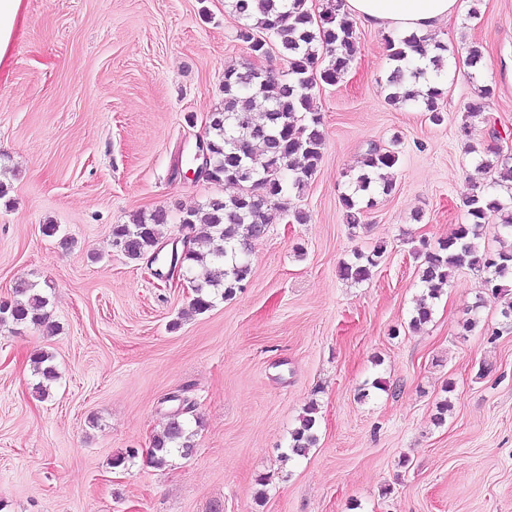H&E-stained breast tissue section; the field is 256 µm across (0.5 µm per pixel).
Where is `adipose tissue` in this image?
Returning a JSON list of instances; mask_svg holds the SVG:
<instances>
[{
  "mask_svg": "<svg viewBox=\"0 0 512 512\" xmlns=\"http://www.w3.org/2000/svg\"><path fill=\"white\" fill-rule=\"evenodd\" d=\"M463 0H345L347 13L364 25L426 36L458 15Z\"/></svg>",
  "mask_w": 512,
  "mask_h": 512,
  "instance_id": "1",
  "label": "adipose tissue"
}]
</instances>
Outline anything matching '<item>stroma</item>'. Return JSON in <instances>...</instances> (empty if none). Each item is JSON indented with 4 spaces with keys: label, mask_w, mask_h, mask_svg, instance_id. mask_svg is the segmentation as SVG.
Masks as SVG:
<instances>
[{
    "label": "stroma",
    "mask_w": 512,
    "mask_h": 512,
    "mask_svg": "<svg viewBox=\"0 0 512 512\" xmlns=\"http://www.w3.org/2000/svg\"><path fill=\"white\" fill-rule=\"evenodd\" d=\"M24 6L0 71V300L17 279L36 284L57 330L0 327V512H512V318L465 267L431 322L410 326L417 250L465 223L464 196L498 177L468 145L499 131L512 157V0H465L434 33L448 47L438 123L388 102L386 32L356 24L348 72L314 90L323 159L288 194L307 222L251 240L248 278L201 315L189 285L127 259L111 230L165 210L168 250L186 212L225 195L189 176L187 158L225 69L246 57L240 19L228 0ZM484 86L492 96L468 117ZM374 145L399 151L395 188L352 230L341 197ZM377 245L368 281L341 279V262ZM37 350L58 371L44 400ZM176 395L194 406L195 448L157 468L148 452ZM312 403L318 441L286 459ZM129 448L133 462L113 467Z\"/></svg>",
    "instance_id": "1"
}]
</instances>
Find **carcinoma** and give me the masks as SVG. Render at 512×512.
<instances>
[{
    "label": "carcinoma",
    "instance_id": "cac0c4a2",
    "mask_svg": "<svg viewBox=\"0 0 512 512\" xmlns=\"http://www.w3.org/2000/svg\"><path fill=\"white\" fill-rule=\"evenodd\" d=\"M345 0H329L319 15L312 14L307 0H232L231 7L243 20L238 37L252 44L253 52L262 54L276 44L288 63L284 74L268 69L260 74L250 69L248 61L224 70V103L212 114L208 126L212 167L210 180L239 186L236 195L209 200L202 208L191 210L181 223L191 225L192 244L182 258V269L190 273L195 266L209 268V276L192 283L194 297L191 312L209 311L218 296L226 297L247 279L250 268L242 258L248 241L262 235L267 226L290 212L286 194L305 186L316 173L322 160L325 136L322 118L315 105L316 73L319 57L327 64L319 69L318 80L329 85L341 81L356 53V32L344 12ZM392 69L387 76L392 92L388 101L420 102L430 113V120H441L438 100L439 86L426 91L417 88L426 71L413 67L406 49L429 57V63L440 68L442 53L447 46L424 36H387ZM492 133V143L472 147L483 155L487 167L499 158L498 140ZM398 162V152L374 146L363 156L361 169L354 178V189L341 197L345 220L355 229L361 223L364 207L372 206L370 197L376 193L390 194L394 189L391 169ZM511 195L503 197L491 191H475L463 201L467 223L459 224L438 246L424 253L420 265L422 294L415 300L410 326L428 323L434 300L453 273L463 267L486 274L485 285L495 298L504 299L502 314L512 316V247L489 251L481 247L490 221L498 219L495 228L512 237ZM298 224L307 220L306 213H292ZM168 223V215L158 209L149 216H136L129 224L112 225V245L130 260H138L155 252L159 226ZM381 245L371 251L354 254V260L339 267L340 276L354 283L368 280L384 257ZM47 298L33 284L15 285L13 298L0 301V325L29 324L48 335L56 326L46 310ZM38 382L35 393L49 395L58 373L49 356L42 352L30 357ZM318 409L309 405L291 433L286 458L304 457L316 441ZM194 448L193 434L183 416H173L164 431L154 436L150 457L156 467L167 464L174 452L187 456Z\"/></svg>",
    "mask_w": 512,
    "mask_h": 512
}]
</instances>
